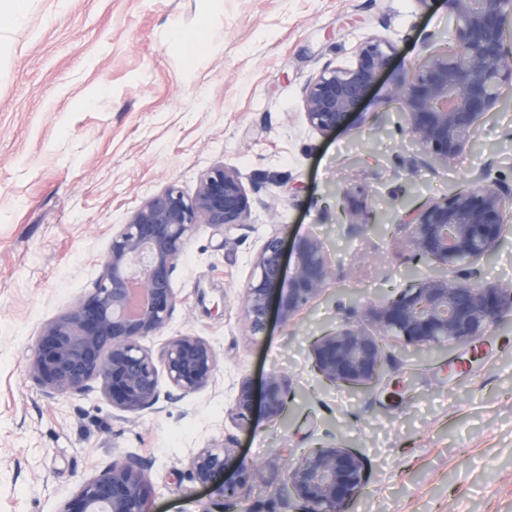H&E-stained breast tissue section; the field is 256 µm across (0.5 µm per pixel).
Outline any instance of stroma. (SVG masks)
Returning a JSON list of instances; mask_svg holds the SVG:
<instances>
[{
    "mask_svg": "<svg viewBox=\"0 0 512 512\" xmlns=\"http://www.w3.org/2000/svg\"><path fill=\"white\" fill-rule=\"evenodd\" d=\"M445 9L415 0H26L0 17L11 45L0 73V512H58L112 458L149 463L152 512H205L188 477L222 443L259 471L245 512H302L284 477L316 447L364 465L347 512H512V320L470 345L414 352L382 335L384 366L362 390L324 381L312 346L363 305L430 270L393 206L416 208L471 187L484 163L512 187V100L446 163L415 148L391 100L404 71L445 50ZM393 45L391 68L361 103L362 127L327 136L302 115L307 81L350 64L361 41ZM237 168L252 199L245 224L198 225L177 264L180 299L158 334L213 344V384L129 415L97 391L49 397L26 364L44 324L93 286L114 225L169 184L194 193L212 166ZM364 201L359 223L343 191ZM334 278L290 322L246 336L243 295L273 235L285 251L308 234ZM278 369L291 382L283 420L233 410L242 382Z\"/></svg>",
    "mask_w": 512,
    "mask_h": 512,
    "instance_id": "stroma-1",
    "label": "stroma"
}]
</instances>
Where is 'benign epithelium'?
I'll use <instances>...</instances> for the list:
<instances>
[{
	"instance_id": "obj_1",
	"label": "benign epithelium",
	"mask_w": 512,
	"mask_h": 512,
	"mask_svg": "<svg viewBox=\"0 0 512 512\" xmlns=\"http://www.w3.org/2000/svg\"><path fill=\"white\" fill-rule=\"evenodd\" d=\"M448 41L454 51L436 53L412 65L397 81L393 96L408 116V131L421 151L451 162L493 114L501 87L512 85V0H444ZM390 43L371 36L357 48L348 67H325L306 83L302 105L307 125L329 134L363 123L358 105L389 67ZM508 193L482 168L475 185L448 198L398 214L409 229L415 259L434 271L395 297L369 305L363 316L375 327L346 323L313 345V368L325 381L363 388L377 379L383 350L377 333H390L416 351L444 344H467L512 317V285L485 283L470 272L448 275L492 253L512 232L506 222ZM251 201L238 170L222 164L201 177L194 194L168 185L145 201L127 223L112 232L103 272L92 290L65 315L46 323L27 362L33 379L49 397L81 396L97 389L117 410L139 415L158 404L157 364L171 388L181 394L211 384L217 354L204 338L190 334L169 339L159 354L141 341L157 335L178 304L172 274L185 241L199 224L246 223ZM293 269L283 264V241L269 237L253 261V278L243 305L248 335L268 327L272 301L288 321L333 278L324 246L313 236L293 247ZM288 379L269 374L261 408L272 419L284 415ZM234 410L247 422L255 412L252 386L238 388ZM235 448H203L188 461L190 479L221 499H235L238 488L258 476L243 462L235 478H225ZM148 463L126 455L112 459L81 484L59 512H151ZM288 491L306 512H346L365 487L362 460L344 448H311L288 466Z\"/></svg>"
}]
</instances>
